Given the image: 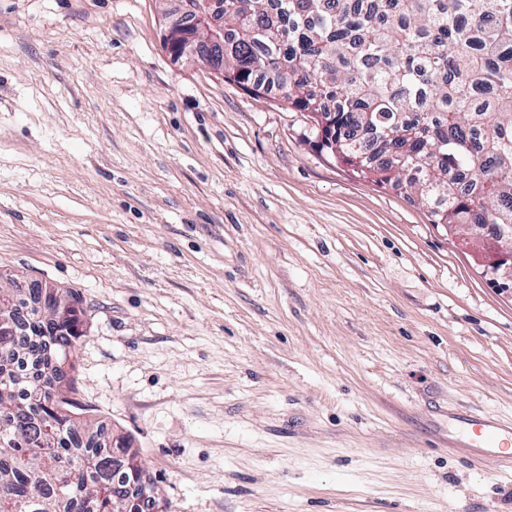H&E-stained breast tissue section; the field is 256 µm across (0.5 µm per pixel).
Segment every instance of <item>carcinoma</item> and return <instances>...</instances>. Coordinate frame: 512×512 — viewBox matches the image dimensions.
<instances>
[{
  "instance_id": "1",
  "label": "carcinoma",
  "mask_w": 512,
  "mask_h": 512,
  "mask_svg": "<svg viewBox=\"0 0 512 512\" xmlns=\"http://www.w3.org/2000/svg\"><path fill=\"white\" fill-rule=\"evenodd\" d=\"M224 69L308 114L336 160L431 206L512 228V0H224ZM462 175L458 182L448 173ZM78 297L0 288V512H120L124 441L71 413Z\"/></svg>"
}]
</instances>
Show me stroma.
Segmentation results:
<instances>
[{
	"mask_svg": "<svg viewBox=\"0 0 512 512\" xmlns=\"http://www.w3.org/2000/svg\"><path fill=\"white\" fill-rule=\"evenodd\" d=\"M175 0H0V287L75 293V410L168 512H512L449 411L512 416V288L464 227L163 30Z\"/></svg>",
	"mask_w": 512,
	"mask_h": 512,
	"instance_id": "35a3bbf8",
	"label": "stroma"
}]
</instances>
